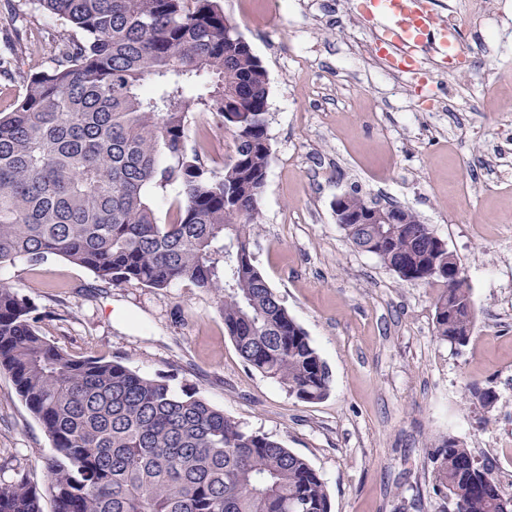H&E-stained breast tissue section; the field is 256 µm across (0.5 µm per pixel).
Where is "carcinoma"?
I'll return each instance as SVG.
<instances>
[{"mask_svg":"<svg viewBox=\"0 0 512 512\" xmlns=\"http://www.w3.org/2000/svg\"><path fill=\"white\" fill-rule=\"evenodd\" d=\"M59 22L52 65L22 73L25 93L0 112V268L61 257L113 286L213 294L242 361L297 400L316 403L331 374L256 266L251 243L271 164L269 79L231 32L219 0H34ZM210 114L233 137L208 166L188 146V116ZM177 184L160 222L150 191ZM366 209L360 190L343 195ZM403 224H342L351 245L403 281L441 288L439 339L473 337L475 304L455 255L407 207ZM36 307L0 281V371L52 443V512H330L303 457L118 360L75 357L41 336ZM466 400L489 414L492 389ZM450 512H512L491 467L453 437L428 453ZM0 512H43L26 468L6 462Z\"/></svg>","mask_w":512,"mask_h":512,"instance_id":"obj_1","label":"carcinoma"}]
</instances>
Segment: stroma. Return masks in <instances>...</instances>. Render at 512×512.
Listing matches in <instances>:
<instances>
[{"label": "stroma", "instance_id": "1", "mask_svg": "<svg viewBox=\"0 0 512 512\" xmlns=\"http://www.w3.org/2000/svg\"><path fill=\"white\" fill-rule=\"evenodd\" d=\"M15 2L28 19L25 65L48 66L59 26L33 0ZM488 2L476 17L460 0H425L440 21L458 12L469 63L428 50L411 74L380 40L387 16L357 0H220L269 79L272 159L251 250L331 371L322 401L246 366L213 296L190 282L116 287L60 257L2 268L0 281L69 354L194 388L305 458L331 512H442L426 458L448 435L512 491V0ZM352 186L414 210L459 259L476 305L467 348L436 338L435 289L349 243L333 202ZM473 381L496 392L489 423L465 401ZM52 453L0 371V461L26 462L42 486Z\"/></svg>", "mask_w": 512, "mask_h": 512}]
</instances>
